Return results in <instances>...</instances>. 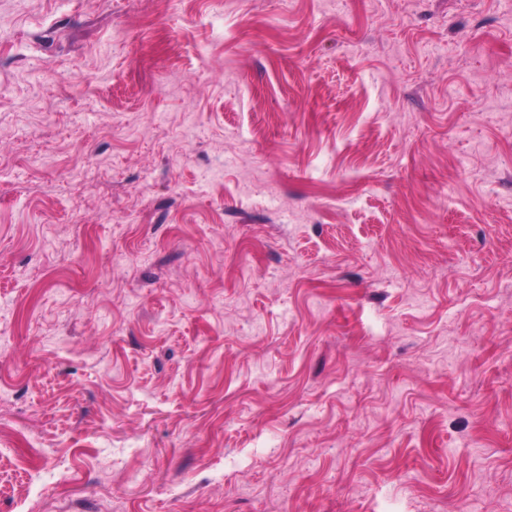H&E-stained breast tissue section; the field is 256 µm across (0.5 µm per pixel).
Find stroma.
Returning <instances> with one entry per match:
<instances>
[{"label":"stroma","instance_id":"obj_1","mask_svg":"<svg viewBox=\"0 0 512 512\" xmlns=\"http://www.w3.org/2000/svg\"><path fill=\"white\" fill-rule=\"evenodd\" d=\"M512 512V0H0V512Z\"/></svg>","mask_w":512,"mask_h":512}]
</instances>
